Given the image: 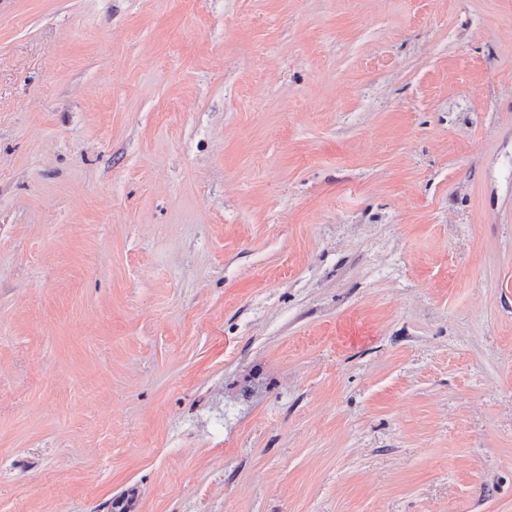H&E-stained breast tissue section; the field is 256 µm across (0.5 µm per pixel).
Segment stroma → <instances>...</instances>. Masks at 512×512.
I'll return each mask as SVG.
<instances>
[{
	"label": "stroma",
	"instance_id": "stroma-1",
	"mask_svg": "<svg viewBox=\"0 0 512 512\" xmlns=\"http://www.w3.org/2000/svg\"><path fill=\"white\" fill-rule=\"evenodd\" d=\"M512 512V0H0V512Z\"/></svg>",
	"mask_w": 512,
	"mask_h": 512
}]
</instances>
